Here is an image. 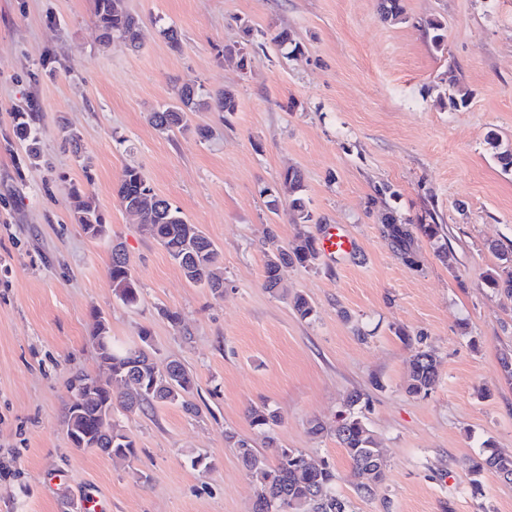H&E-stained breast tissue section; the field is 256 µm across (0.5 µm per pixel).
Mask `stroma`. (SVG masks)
I'll return each mask as SVG.
<instances>
[{"mask_svg": "<svg viewBox=\"0 0 512 512\" xmlns=\"http://www.w3.org/2000/svg\"><path fill=\"white\" fill-rule=\"evenodd\" d=\"M140 46L103 42L95 0H0V512H253L257 485L226 432L276 452L249 410L278 417L279 446L329 462L353 512H512V484L472 480L482 442L512 451V296L488 283L512 259V171L487 142L512 148V0H122ZM444 26L442 48L428 21ZM173 26L180 49L161 34ZM254 37H246V29ZM288 31L298 52L263 42ZM249 51L246 68L223 49ZM456 77L464 105L444 106ZM185 85L232 90L236 112H198L162 133L151 112ZM39 112L42 159L13 135ZM206 127L199 135L198 127ZM76 138L79 151L68 140ZM137 167L220 252L224 290L188 282L159 243L120 208L115 189ZM299 171L310 222L289 211L281 176ZM107 226L87 236L73 190ZM412 223L434 214L442 236H417L411 268L381 233L387 210ZM354 241L344 258L282 267L264 286L270 244L328 225ZM122 244L140 289L115 295L108 269ZM315 307L300 319L294 295ZM177 313L172 323L169 313ZM103 316L115 344L148 341L158 369L179 361L196 379L181 404L114 410L131 458L74 448L65 425L74 373H97L90 340ZM440 362L428 396L406 391L414 339ZM388 462L360 496L343 448L309 423L335 424L353 392Z\"/></svg>", "mask_w": 512, "mask_h": 512, "instance_id": "obj_1", "label": "stroma"}]
</instances>
